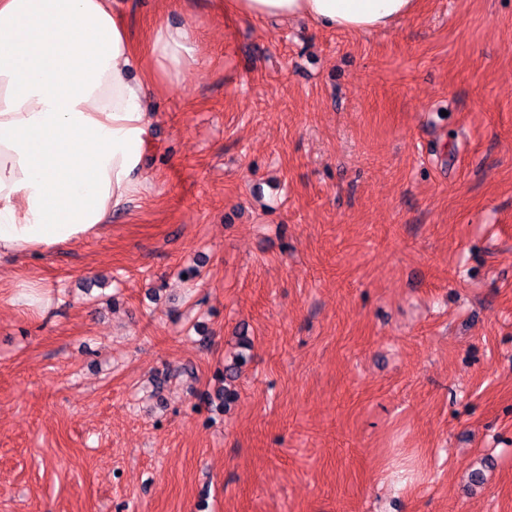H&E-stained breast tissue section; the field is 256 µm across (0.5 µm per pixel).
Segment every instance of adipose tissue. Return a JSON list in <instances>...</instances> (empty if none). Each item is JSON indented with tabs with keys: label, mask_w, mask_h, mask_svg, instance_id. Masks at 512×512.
I'll return each mask as SVG.
<instances>
[{
	"label": "adipose tissue",
	"mask_w": 512,
	"mask_h": 512,
	"mask_svg": "<svg viewBox=\"0 0 512 512\" xmlns=\"http://www.w3.org/2000/svg\"><path fill=\"white\" fill-rule=\"evenodd\" d=\"M232 9L371 34L412 15L416 0H232ZM150 54L166 79L199 61L187 26L167 17ZM142 71L115 0H0V257L89 240L139 192Z\"/></svg>",
	"instance_id": "ef3b65f1"
}]
</instances>
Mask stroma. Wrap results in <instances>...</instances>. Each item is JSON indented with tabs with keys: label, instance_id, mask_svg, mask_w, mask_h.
I'll use <instances>...</instances> for the list:
<instances>
[{
	"label": "stroma",
	"instance_id": "obj_1",
	"mask_svg": "<svg viewBox=\"0 0 512 512\" xmlns=\"http://www.w3.org/2000/svg\"><path fill=\"white\" fill-rule=\"evenodd\" d=\"M163 15L205 63L143 77L150 190L0 260V512H512V0ZM416 0H232L237 18L287 22L305 17L314 24L359 34L385 31L412 15ZM17 288H23L11 298L12 304H20L32 313L40 314L47 306V300L43 291L37 287L22 283Z\"/></svg>",
	"mask_w": 512,
	"mask_h": 512
}]
</instances>
